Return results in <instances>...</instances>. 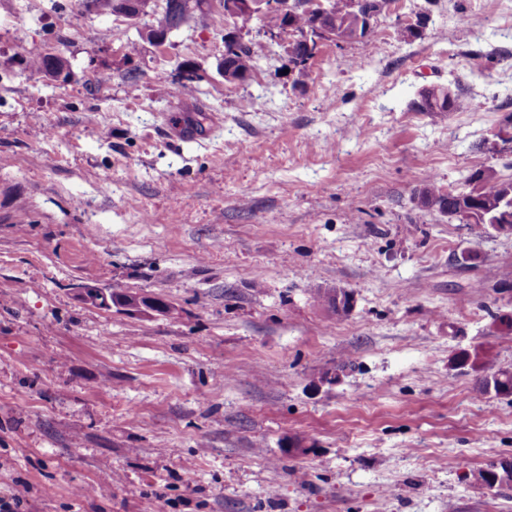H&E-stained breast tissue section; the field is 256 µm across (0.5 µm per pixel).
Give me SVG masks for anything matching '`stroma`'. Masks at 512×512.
Listing matches in <instances>:
<instances>
[{
  "label": "stroma",
  "instance_id": "1",
  "mask_svg": "<svg viewBox=\"0 0 512 512\" xmlns=\"http://www.w3.org/2000/svg\"><path fill=\"white\" fill-rule=\"evenodd\" d=\"M151 23L0 0V498L512 512V484L475 480L512 460V395L456 363L512 370V237L419 201L512 179V0H390L303 67L242 21L259 60L232 83L218 11L160 47ZM22 48L67 68L27 70ZM434 86L467 108L416 111ZM78 296L86 304L106 310L116 307L127 312L140 314L149 311L160 313L169 311L168 307L162 302L151 298L144 299L145 296L138 293H124L119 301L114 299L115 305L112 302V290L107 288L82 287L78 290Z\"/></svg>",
  "mask_w": 512,
  "mask_h": 512
}]
</instances>
